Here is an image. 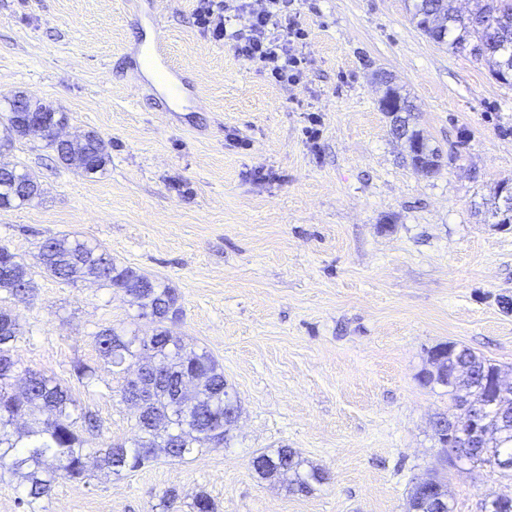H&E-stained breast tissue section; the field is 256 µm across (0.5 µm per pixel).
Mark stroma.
I'll list each match as a JSON object with an SVG mask.
<instances>
[{
  "mask_svg": "<svg viewBox=\"0 0 512 512\" xmlns=\"http://www.w3.org/2000/svg\"><path fill=\"white\" fill-rule=\"evenodd\" d=\"M410 0H290L305 29V77L272 81L206 36L197 0H0V102L18 91L67 113L64 135L111 142L104 173L60 164L21 140L0 165L35 174L40 196L0 209V245L36 291H0L23 333L21 370L56 378L98 414L89 450L131 437L135 418L94 335L151 320L116 288L45 274L39 244L62 233L175 288L173 335L222 365L242 414L231 447L165 457L121 475L57 480L44 512H408L412 487L439 477L454 512L512 497L498 470L444 464L432 421L458 416L445 387L418 380L428 352L453 342L512 382V85L418 30ZM161 38L196 99L171 108L143 66ZM391 75L448 164L416 173L380 110ZM97 369L93 387L71 375ZM294 450L327 479L306 494L263 479V451ZM177 498L164 507L167 491Z\"/></svg>",
  "mask_w": 512,
  "mask_h": 512,
  "instance_id": "35a3bbf8",
  "label": "stroma"
}]
</instances>
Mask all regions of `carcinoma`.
Masks as SVG:
<instances>
[{
    "label": "carcinoma",
    "mask_w": 512,
    "mask_h": 512,
    "mask_svg": "<svg viewBox=\"0 0 512 512\" xmlns=\"http://www.w3.org/2000/svg\"><path fill=\"white\" fill-rule=\"evenodd\" d=\"M474 11L463 16L450 0H412V17L434 42L454 51H479L496 79L512 82V0H473ZM7 103L0 114V150L12 146L25 133L14 123L16 113ZM391 116V131L406 140L410 164L419 173L431 174L442 166V156L428 145L421 130L410 125L413 106L399 88L389 86L380 102ZM109 143H76L57 149L58 160L86 176L102 173L110 162ZM39 192L36 176L16 168L0 172V208L19 207ZM38 258L51 276L76 284L91 278L103 288H119L138 308V316L157 323L155 333L140 336L125 326L112 325L96 332L101 356L126 373L119 389L121 402L135 414L132 437L111 444L99 455V469L113 475L134 471L155 459L163 448L183 460L212 445L231 447L232 430L241 406L224 381V370L204 348L186 345L170 334L165 321L182 314L175 289L128 266L118 264L97 243L62 234L39 246ZM0 291L12 296L29 295L35 282L24 260L0 245ZM20 334L18 319L0 310V469L21 478L19 498L27 512H39L41 500L50 496L57 477L82 481L87 478L86 449L82 432L100 428L96 415L80 408L69 387L56 379L31 373L21 386L12 383L16 368L14 342ZM431 368L419 375L425 386L447 388L456 407L463 401L479 404L484 415L480 425L494 429L489 444L501 456L512 457V392L494 384L500 367L468 349L440 344L428 353ZM186 372L201 377L195 390L175 398L174 384ZM72 376L85 387L93 385L96 370L78 361ZM457 460L494 464V459L475 448L458 449ZM256 473L263 479L286 478L290 492L307 493L312 484L323 483L320 468L302 469V461L288 448L256 456ZM481 512H512V499L487 496Z\"/></svg>",
    "instance_id": "carcinoma-1"
}]
</instances>
